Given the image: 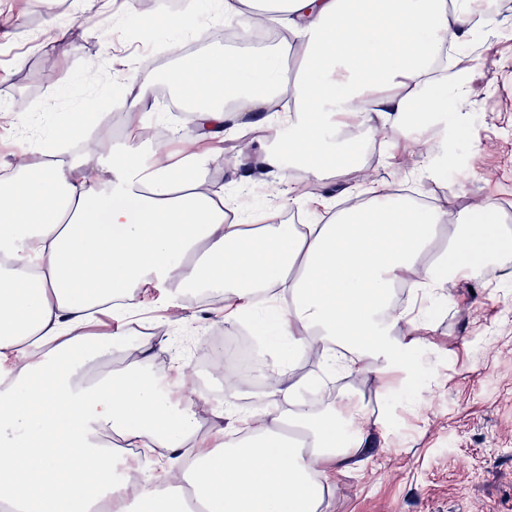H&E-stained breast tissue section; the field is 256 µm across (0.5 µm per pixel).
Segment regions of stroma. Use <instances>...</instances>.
<instances>
[{
    "label": "stroma",
    "mask_w": 512,
    "mask_h": 512,
    "mask_svg": "<svg viewBox=\"0 0 512 512\" xmlns=\"http://www.w3.org/2000/svg\"><path fill=\"white\" fill-rule=\"evenodd\" d=\"M50 10L69 29L79 27V34L50 42L44 24ZM153 17L152 37L132 51L126 44L127 17L106 9L103 0H55L50 6L45 0H0V98L21 102L0 111V134L11 142L0 151V175L25 158L45 164V141L65 136L78 109L98 118L87 127L85 140H70L67 157L84 159L89 139L99 140L102 156L122 148L124 129L114 115L128 111L137 92L131 56L150 63L159 79L171 68L164 48L173 39L167 15L157 10ZM463 47L468 65L460 80L466 96L449 100L444 119L426 128L440 145L438 155L424 165L408 150L387 164L386 144L361 132L345 138L353 165L328 170L314 183V197L328 214L353 206L355 198L345 189L358 182L356 165L369 161L375 183L392 190L404 186L444 206L451 229L477 203L512 205V11L502 13L492 32L470 35ZM91 63L102 79L85 86L80 78ZM140 124L180 132L160 141L140 138L145 164L159 149L182 158L200 134L192 118L165 102L142 114ZM272 132L262 125L225 136L224 153L210 161L207 179L223 186L239 216L265 210L279 222L293 215L307 222L306 203L283 204L289 190L307 180L305 170L290 167L285 177H273L272 197L231 175L234 159L243 153L254 168H262ZM446 289L449 297L439 312L426 316V346L408 351L404 374L392 375L389 387H379L365 372L344 377L320 364L298 369L306 382L322 384L313 400L318 410L332 411L348 396L371 422L353 465L337 474L326 493L324 512H512V241L478 275L460 274ZM131 297L138 320L148 321L152 332L141 337L127 329L112 368L148 367L161 386H172L175 402L185 384L206 376L202 429L224 424L218 408L224 370L214 363L200 366L198 360L203 343L217 335L228 338L235 325L225 323L208 299L189 298L165 283L142 285ZM147 346L153 349L148 356L142 353Z\"/></svg>",
    "instance_id": "stroma-1"
}]
</instances>
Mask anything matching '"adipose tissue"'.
Segmentation results:
<instances>
[{"mask_svg": "<svg viewBox=\"0 0 512 512\" xmlns=\"http://www.w3.org/2000/svg\"><path fill=\"white\" fill-rule=\"evenodd\" d=\"M222 10L248 25L263 18L290 38L204 54L168 72L195 103L206 150L183 163L156 152L146 172L132 129L123 151L29 163L0 178V253L9 259L0 266V362L13 370L0 389L7 512H319L332 473L360 451L366 424L349 401L333 414L312 410L294 361L318 348L332 367L386 383L425 327L422 314L393 308L395 285L438 294L460 272L477 274L507 235L488 222V201L442 240L445 211L379 187L322 223L274 224L264 211L250 230L226 220L223 190L203 175L224 130H249L289 97L286 146L321 178L341 163L323 135L343 119L395 134L443 110L448 51L471 33L474 11L469 0H223ZM291 52L300 69L289 82L283 59ZM152 281L221 295L229 324L261 293L284 289L274 319L288 358L269 396L305 439L253 417L212 451L196 403L187 395L172 403L152 375L121 369L92 382L85 371L60 369L64 359L112 356L122 330L91 338L86 327L94 315L115 316L120 300ZM105 430L130 448L165 449L168 473L184 486L130 495L112 478L113 454L99 442Z\"/></svg>", "mask_w": 512, "mask_h": 512, "instance_id": "ef3b65f1", "label": "adipose tissue"}]
</instances>
